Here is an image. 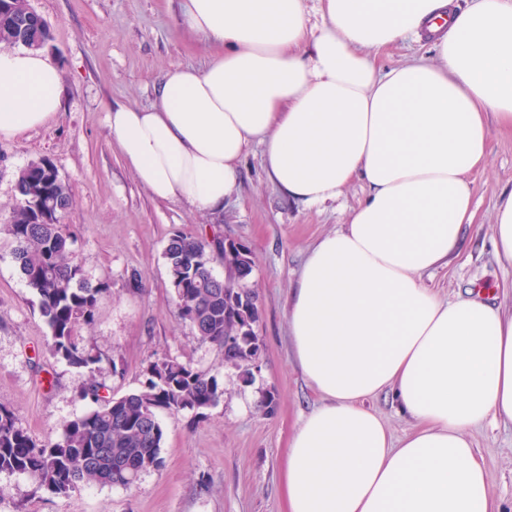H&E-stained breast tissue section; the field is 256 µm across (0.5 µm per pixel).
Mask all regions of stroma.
<instances>
[{
    "label": "stroma",
    "instance_id": "stroma-1",
    "mask_svg": "<svg viewBox=\"0 0 512 512\" xmlns=\"http://www.w3.org/2000/svg\"><path fill=\"white\" fill-rule=\"evenodd\" d=\"M46 22L47 49L60 69L62 106L44 126L0 139V224L16 204L14 183L30 163L50 160L69 183L64 218L89 277L111 292L99 304L86 344L102 357L96 379L107 396L136 389L141 371L164 356L215 375L224 389L205 416L160 413L163 464L130 488L90 486L67 496L34 490L19 475L0 473V512H286L282 472L288 443L319 398L297 365L288 334L291 290L313 244L342 229L366 195L353 181L324 207H307L268 180L259 150L244 160L237 192L207 215L181 200L154 198L134 178L105 126L112 105H155V88L176 65L199 67L212 46L177 24L179 0H30ZM476 189L475 226L457 253L424 274L423 284L452 299L484 291L512 314V266L493 247L494 209L512 190V129L491 125L487 161L468 175ZM219 235L246 245L253 258L249 287L260 295L262 368L252 381L224 364V352L198 341L181 322L164 250L173 233ZM0 234V403L39 441L90 411L85 373L53 358L37 298ZM142 292L127 290L131 273ZM276 408H257L266 393ZM469 437L487 470L496 512H512V425L486 422Z\"/></svg>",
    "mask_w": 512,
    "mask_h": 512
}]
</instances>
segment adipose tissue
<instances>
[{"label": "adipose tissue", "mask_w": 512, "mask_h": 512, "mask_svg": "<svg viewBox=\"0 0 512 512\" xmlns=\"http://www.w3.org/2000/svg\"><path fill=\"white\" fill-rule=\"evenodd\" d=\"M179 23L219 53L173 67L155 106L106 115L153 197L220 212L255 147L306 205L368 187L292 291L296 361L323 403L289 447V512H491L468 433L512 423V316L421 277L473 224L467 175L487 159L489 120L512 127V0H181ZM426 30L434 57L380 71L381 49ZM61 99L45 52L0 51V137L45 125ZM388 389L420 424L399 440L366 405Z\"/></svg>", "instance_id": "1"}]
</instances>
